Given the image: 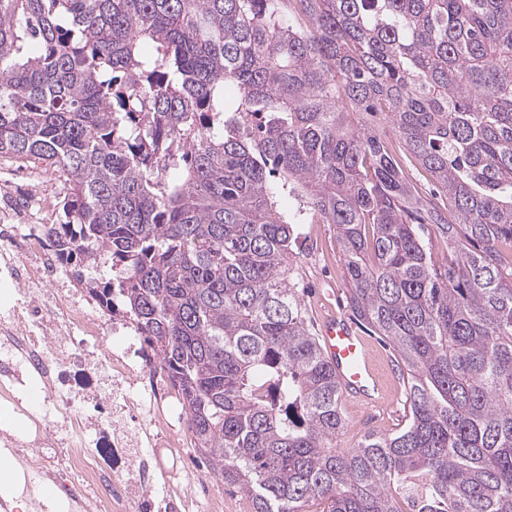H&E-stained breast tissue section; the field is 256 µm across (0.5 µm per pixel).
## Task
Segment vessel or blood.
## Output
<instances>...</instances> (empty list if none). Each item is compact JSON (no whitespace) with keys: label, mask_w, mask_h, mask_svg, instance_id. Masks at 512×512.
Masks as SVG:
<instances>
[{"label":"vessel or blood","mask_w":512,"mask_h":512,"mask_svg":"<svg viewBox=\"0 0 512 512\" xmlns=\"http://www.w3.org/2000/svg\"><path fill=\"white\" fill-rule=\"evenodd\" d=\"M320 343L344 390L367 404L378 403L383 384L370 356L364 336L347 318L331 315L324 319Z\"/></svg>","instance_id":"1"}]
</instances>
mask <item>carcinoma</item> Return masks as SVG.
<instances>
[{"instance_id":"carcinoma-1","label":"carcinoma","mask_w":512,"mask_h":512,"mask_svg":"<svg viewBox=\"0 0 512 512\" xmlns=\"http://www.w3.org/2000/svg\"><path fill=\"white\" fill-rule=\"evenodd\" d=\"M0 156L66 175L59 258L111 259L78 283L251 512H512V0H0ZM299 224L336 230L406 387L352 448Z\"/></svg>"}]
</instances>
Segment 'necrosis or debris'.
Wrapping results in <instances>:
<instances>
[{"mask_svg":"<svg viewBox=\"0 0 512 512\" xmlns=\"http://www.w3.org/2000/svg\"><path fill=\"white\" fill-rule=\"evenodd\" d=\"M49 230L0 226V400L18 421L0 454L20 476L0 512L37 510L47 481L69 512H246L184 454L178 389L132 322L73 287Z\"/></svg>","mask_w":512,"mask_h":512,"instance_id":"obj_1","label":"necrosis or debris"}]
</instances>
